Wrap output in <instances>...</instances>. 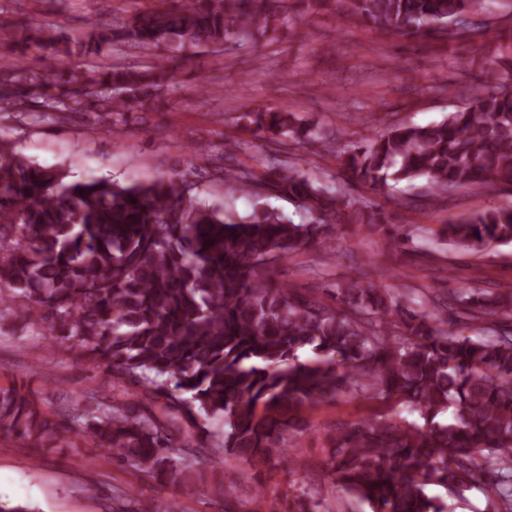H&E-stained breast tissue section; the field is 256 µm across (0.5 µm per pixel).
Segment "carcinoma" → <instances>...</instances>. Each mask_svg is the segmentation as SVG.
Returning <instances> with one entry per match:
<instances>
[{
    "label": "carcinoma",
    "instance_id": "1",
    "mask_svg": "<svg viewBox=\"0 0 512 512\" xmlns=\"http://www.w3.org/2000/svg\"><path fill=\"white\" fill-rule=\"evenodd\" d=\"M492 0H336L371 29L411 40H495L512 26L474 24ZM293 0H157V5L78 36L50 28L6 30L0 47L30 42L52 50L56 68L16 67L0 76V112H82L117 126L145 112L170 79L166 62L141 69L93 60L116 47L210 49L276 29ZM488 69L479 86L448 95L464 106L425 126L394 125L337 154L344 173L374 188L425 179L438 194L466 185L512 182V88ZM251 132L275 153L306 140L333 147L285 110L247 108ZM224 184L257 200L229 218L199 198L181 174L151 183L112 177L72 180L0 141V311L69 343L107 375L108 390L86 388L74 406L43 407L23 386L0 389V435L61 444L62 427L155 477L203 480L223 456L240 462L226 477L219 512H236L240 485L263 471L302 463L288 456L299 433L289 414L338 396L401 406L339 422L327 436L332 480L369 512H449L429 494L456 496L486 485L512 512V330L464 335L448 308L413 288L380 292L357 283L327 306L277 279L281 260L333 246L365 212L340 188L272 157L253 171H224ZM272 195L300 203L294 223L259 203ZM448 244L480 250L512 243V205L474 214L442 231ZM462 324L512 317V291L450 292ZM312 357L302 360L300 352Z\"/></svg>",
    "mask_w": 512,
    "mask_h": 512
}]
</instances>
